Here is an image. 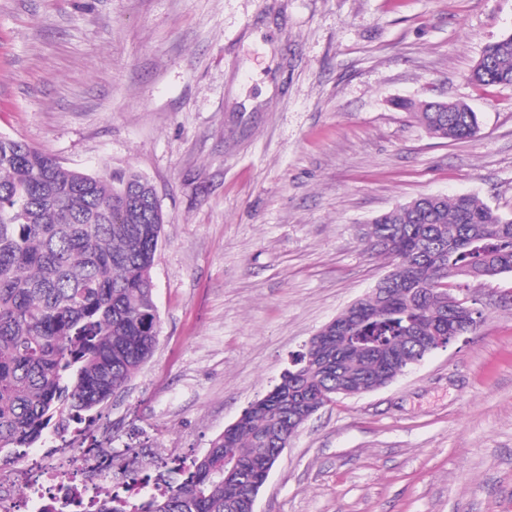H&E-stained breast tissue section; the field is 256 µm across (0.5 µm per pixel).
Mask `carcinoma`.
I'll use <instances>...</instances> for the list:
<instances>
[{"instance_id":"cac0c4a2","label":"carcinoma","mask_w":512,"mask_h":512,"mask_svg":"<svg viewBox=\"0 0 512 512\" xmlns=\"http://www.w3.org/2000/svg\"><path fill=\"white\" fill-rule=\"evenodd\" d=\"M469 80L512 85V37L489 45ZM434 138L466 140L477 114L403 101ZM164 215L150 182L64 167L0 135V452L31 448L94 413L152 356L160 323L152 270ZM391 270L304 351L185 478L134 507L115 495L100 512H249L250 494L310 414L388 382L446 340L473 311L450 284L512 272V216L481 199L423 196L378 216L365 233Z\"/></svg>"}]
</instances>
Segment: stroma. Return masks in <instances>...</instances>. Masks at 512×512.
<instances>
[{
  "mask_svg": "<svg viewBox=\"0 0 512 512\" xmlns=\"http://www.w3.org/2000/svg\"><path fill=\"white\" fill-rule=\"evenodd\" d=\"M512 0H0V134L142 173L165 215L152 356L98 412L141 473L204 456L390 269L369 221L473 195L512 214V86L477 87ZM461 101L432 138L403 101ZM476 326L300 428L255 512H512V272ZM399 107L416 110L427 132L434 138L450 140H466L474 138L479 132V122L476 112L464 103L447 109L439 105L438 100L426 101L418 106L412 102L403 101Z\"/></svg>",
  "mask_w": 512,
  "mask_h": 512,
  "instance_id": "1",
  "label": "stroma"
}]
</instances>
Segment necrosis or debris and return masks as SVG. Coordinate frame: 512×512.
I'll list each match as a JSON object with an SVG mask.
<instances>
[{"instance_id":"necrosis-or-debris-1","label":"necrosis or debris","mask_w":512,"mask_h":512,"mask_svg":"<svg viewBox=\"0 0 512 512\" xmlns=\"http://www.w3.org/2000/svg\"><path fill=\"white\" fill-rule=\"evenodd\" d=\"M164 488L159 475L116 489L110 450L68 444L55 455L23 454L10 469H0V512H98L115 492L138 503Z\"/></svg>"}]
</instances>
